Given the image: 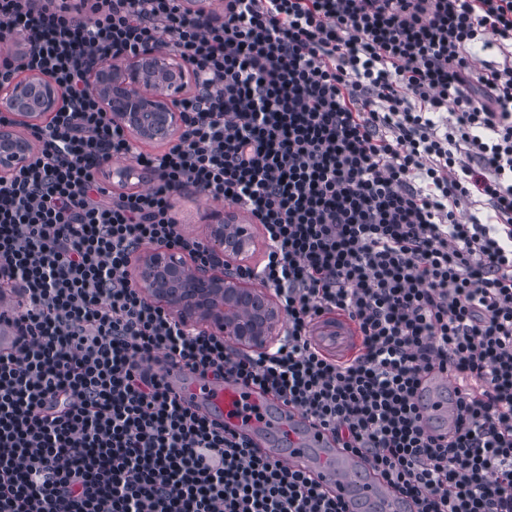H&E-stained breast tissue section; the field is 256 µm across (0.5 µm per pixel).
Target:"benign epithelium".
I'll list each match as a JSON object with an SVG mask.
<instances>
[{"label":"benign epithelium","mask_w":512,"mask_h":512,"mask_svg":"<svg viewBox=\"0 0 512 512\" xmlns=\"http://www.w3.org/2000/svg\"><path fill=\"white\" fill-rule=\"evenodd\" d=\"M194 78L182 60L149 48L133 59L93 66L88 90L112 121L136 138L169 141L183 128L179 103ZM64 100L63 88L46 73L30 74L0 90V111L14 118L0 125L1 176L28 162L36 145L26 130L59 111ZM207 228L206 244L224 256V265L194 271L178 252L154 248L139 257L135 280L182 321L263 350L281 335V310L268 292L229 271L254 246L252 228L221 210L210 214Z\"/></svg>","instance_id":"obj_1"}]
</instances>
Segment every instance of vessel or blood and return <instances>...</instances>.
I'll return each mask as SVG.
<instances>
[{"label":"vessel or blood","instance_id":"b4317fda","mask_svg":"<svg viewBox=\"0 0 512 512\" xmlns=\"http://www.w3.org/2000/svg\"><path fill=\"white\" fill-rule=\"evenodd\" d=\"M312 342L325 354L349 359L359 344L354 323L326 313L311 327ZM173 391L211 420L262 443L269 456L317 480L347 512H411L413 503L387 486L370 461L338 448L329 431L298 408L234 379L214 382L171 367ZM460 385L442 371L424 376L416 395L428 434H448L456 425Z\"/></svg>","mask_w":512,"mask_h":512}]
</instances>
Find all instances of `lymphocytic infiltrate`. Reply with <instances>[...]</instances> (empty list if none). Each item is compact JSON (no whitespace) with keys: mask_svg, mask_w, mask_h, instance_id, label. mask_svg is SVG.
I'll list each match as a JSON object with an SVG mask.
<instances>
[{"mask_svg":"<svg viewBox=\"0 0 512 512\" xmlns=\"http://www.w3.org/2000/svg\"><path fill=\"white\" fill-rule=\"evenodd\" d=\"M0 0V84L49 73L60 112L0 177V512H347L311 477L172 393L167 368L233 377L369 459L416 512H512V0ZM498 55L475 58L473 45ZM156 46L192 64L189 122L132 144L88 91L92 64ZM147 173L115 190L105 161ZM247 211L267 248L235 266L286 315L277 345L188 327L132 278L142 248L220 259L184 230L185 190ZM362 336L322 355L313 320ZM464 384L432 437L415 395ZM312 342L325 354L346 360L359 344L354 323L342 313H325L310 327Z\"/></svg>","mask_w":512,"mask_h":512,"instance_id":"1","label":"lymphocytic infiltrate"}]
</instances>
